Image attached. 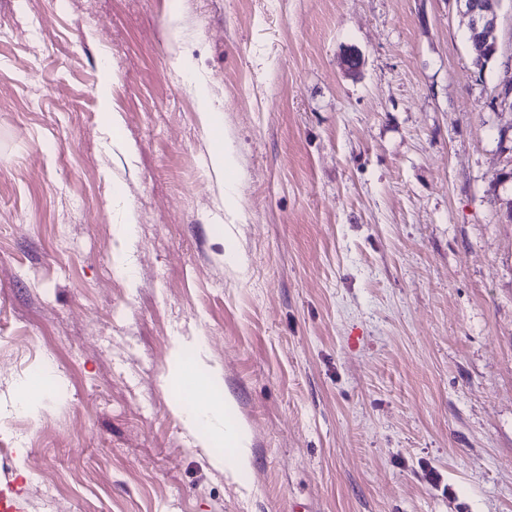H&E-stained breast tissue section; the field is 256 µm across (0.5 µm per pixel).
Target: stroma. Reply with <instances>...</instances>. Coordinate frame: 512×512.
<instances>
[{
    "mask_svg": "<svg viewBox=\"0 0 512 512\" xmlns=\"http://www.w3.org/2000/svg\"><path fill=\"white\" fill-rule=\"evenodd\" d=\"M467 24L456 0H0V488L25 512H512V0L481 72ZM177 336L215 338L184 363L250 470L175 413ZM193 92L198 102V119L205 130L212 133L214 138L219 142L221 140L220 132L224 127V115L219 112L214 105L207 87L202 80L193 84ZM128 230L129 225H117L116 236L119 241V248L116 250V254L114 255L116 269L127 278H129L131 274V267L127 253V241L129 239Z\"/></svg>",
    "mask_w": 512,
    "mask_h": 512,
    "instance_id": "1",
    "label": "stroma"
}]
</instances>
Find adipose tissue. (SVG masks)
<instances>
[{"mask_svg":"<svg viewBox=\"0 0 512 512\" xmlns=\"http://www.w3.org/2000/svg\"><path fill=\"white\" fill-rule=\"evenodd\" d=\"M188 386L191 408L183 413L187 430L193 432L200 424H208L209 433L202 439V446L207 448L213 444H221L234 456L233 461L229 463L220 458L215 459V466L222 468L229 464L238 471L248 469L251 456L247 433L240 422L227 417L228 399L208 393L201 383L194 379L188 381Z\"/></svg>","mask_w":512,"mask_h":512,"instance_id":"adipose-tissue-1","label":"adipose tissue"}]
</instances>
